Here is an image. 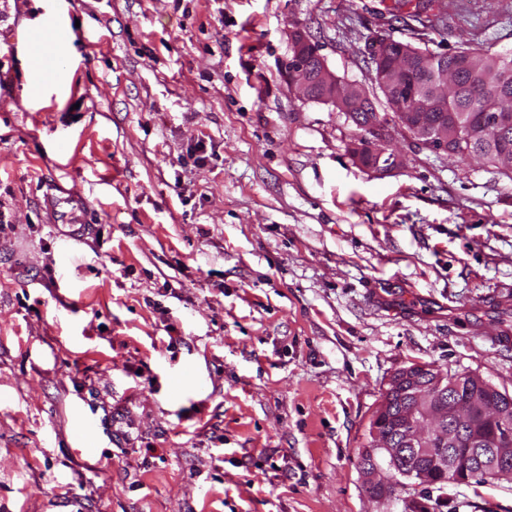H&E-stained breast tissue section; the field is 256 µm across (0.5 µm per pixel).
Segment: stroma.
I'll list each match as a JSON object with an SVG mask.
<instances>
[{"mask_svg":"<svg viewBox=\"0 0 512 512\" xmlns=\"http://www.w3.org/2000/svg\"><path fill=\"white\" fill-rule=\"evenodd\" d=\"M378 8L0 0V512H402L359 468L390 374L512 390V178L396 128L400 165L363 167L356 125L288 75L299 28L390 114ZM428 37L512 51V0H448ZM427 508L512 512V482ZM101 427L95 414L84 404L78 401L72 406V435L79 448H94L98 444Z\"/></svg>","mask_w":512,"mask_h":512,"instance_id":"obj_1","label":"stroma"}]
</instances>
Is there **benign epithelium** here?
I'll return each instance as SVG.
<instances>
[{
  "instance_id": "obj_1",
  "label": "benign epithelium",
  "mask_w": 512,
  "mask_h": 512,
  "mask_svg": "<svg viewBox=\"0 0 512 512\" xmlns=\"http://www.w3.org/2000/svg\"><path fill=\"white\" fill-rule=\"evenodd\" d=\"M309 37L301 30L292 38L289 74L299 91L308 96L317 88L323 100L337 111L345 112L362 130L361 146L353 148L356 161L377 171L399 166L400 155L391 148L389 126L396 124L419 145L433 151L448 152V137L470 140L475 129L485 132L512 126V106L484 111L478 123L460 115L448 123V94L438 104L439 118L433 119V106L420 102L416 93L400 95L413 73L411 62L397 57L378 84L391 102L393 115H380L372 106L364 87L344 83L329 69L322 56L311 65L307 48ZM474 387L465 399L449 394L448 373L434 364H413L395 370L386 381L384 393L399 433L389 434L378 424L372 429L371 447L364 451L367 462L361 464L366 491L374 498H391L401 487L422 493L425 485L415 478L424 458H435L447 448L482 447L488 449L497 477L512 480V438L500 435L512 427L511 400H493L487 392L493 385L481 375L466 373Z\"/></svg>"
}]
</instances>
